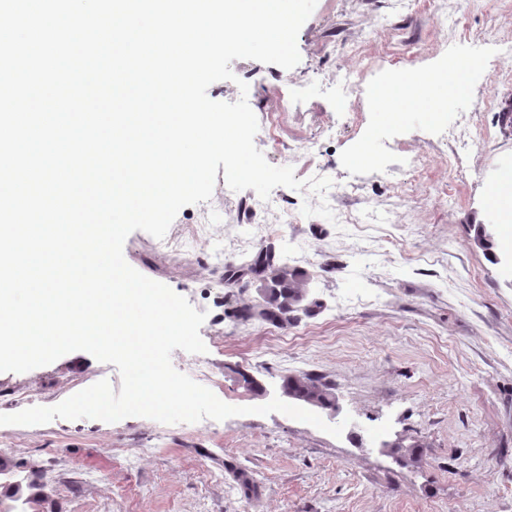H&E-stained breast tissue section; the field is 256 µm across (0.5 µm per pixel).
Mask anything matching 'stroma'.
<instances>
[{
  "instance_id": "obj_1",
  "label": "stroma",
  "mask_w": 512,
  "mask_h": 512,
  "mask_svg": "<svg viewBox=\"0 0 512 512\" xmlns=\"http://www.w3.org/2000/svg\"><path fill=\"white\" fill-rule=\"evenodd\" d=\"M507 43L512 0H448L443 22L432 0H318L295 68L232 60L235 81L213 83L209 97L235 102L245 81L268 163L293 167L298 180L330 178L331 188L230 199L217 175L209 201L183 207L164 239L131 233L124 258L207 314L206 353L174 350L177 371L204 364L219 399L249 407L262 398L242 374L269 399L285 375H320L352 421L338 438L281 413L0 426L7 480L44 472L26 512H512V248L490 260L472 229L491 214L487 186L512 168V131L500 118L512 108ZM459 57L475 63L469 83L435 118L423 101L395 118L378 106L393 70L419 75ZM348 72L359 99L342 93ZM279 96L296 108L275 118ZM451 131L470 138L457 170ZM363 150L369 162L354 163ZM415 157L425 162L416 179ZM323 199L334 220L302 215L303 203ZM261 250L308 275L321 312L297 311L284 326L236 318L255 285L225 283L224 271ZM102 379L121 386L115 365L82 351L0 373V413L20 411L15 393L52 406ZM398 434L422 444L420 465L381 452ZM235 466L253 471L259 502L239 492Z\"/></svg>"
}]
</instances>
